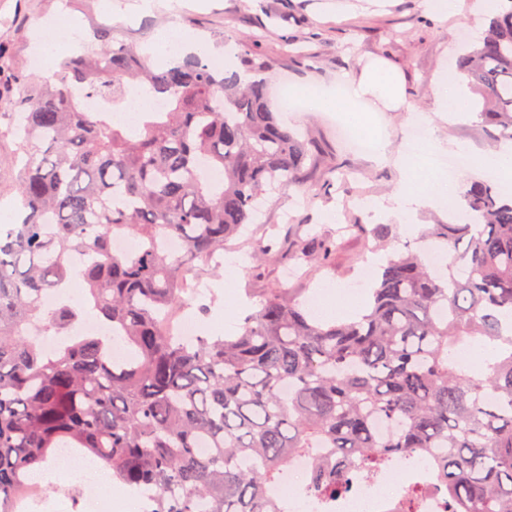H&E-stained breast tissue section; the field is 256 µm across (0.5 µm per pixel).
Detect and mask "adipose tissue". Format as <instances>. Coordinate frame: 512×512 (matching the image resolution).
<instances>
[{"mask_svg":"<svg viewBox=\"0 0 512 512\" xmlns=\"http://www.w3.org/2000/svg\"><path fill=\"white\" fill-rule=\"evenodd\" d=\"M401 76L386 62H378L360 78L350 80L339 97L324 94L310 95L305 105L312 112L336 111L348 115L356 125H364L363 105L377 100L386 109L396 108L403 100ZM437 178L431 173L415 175L411 182L403 183L398 193L388 200L376 201L378 213L405 226H413L418 210L434 206L437 202Z\"/></svg>","mask_w":512,"mask_h":512,"instance_id":"1","label":"adipose tissue"}]
</instances>
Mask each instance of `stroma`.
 <instances>
[{"mask_svg":"<svg viewBox=\"0 0 512 512\" xmlns=\"http://www.w3.org/2000/svg\"><path fill=\"white\" fill-rule=\"evenodd\" d=\"M458 2L457 13L442 20L429 14L424 0H387L380 8L369 0H150L145 11L140 8L141 0H80L75 6L68 0H0V97H18L15 77L28 72L26 60L34 51L32 35L38 24L70 20L86 33L97 24L122 28L128 41L141 48L151 43L157 30L175 27L193 35L211 59L219 62L224 59L225 40H259L268 58L264 78L275 104L286 89L339 90L348 79L383 60L404 82V102L398 109L369 115L372 129L386 137L390 154L406 156V137L414 114L420 113L427 118L429 134L448 139L473 158L453 184L441 185L439 204L417 216L422 225L444 224L448 195L463 189L467 181L484 177V168L475 160L498 148L487 135L480 95L472 97L475 112L471 116L444 123L435 114L450 62L484 30V18L469 10L471 0ZM286 40L296 43L298 52L281 54L280 45ZM284 120L289 128L305 131L316 141L320 151L316 167L302 189L271 195L262 223L251 227L250 239L229 241V248L243 258L232 284H225L223 268H207L205 287L190 308L199 326L223 323L228 297L246 301L240 315L248 317L274 283L287 285L307 303L319 286L330 285L337 303L346 304L355 295L353 285L370 255L416 241L401 225L368 217L363 203L395 192L411 169L423 168L422 158L412 159L407 168L376 163L355 152L340 135L337 122L324 112L300 108ZM17 151L10 120L1 113L0 225L11 223L21 207L14 189ZM331 166L354 177L349 192L326 184L321 171ZM299 224L316 225L321 237L334 239L336 250L326 268L301 270L288 281L283 272L293 263V230ZM273 235L279 242L276 260L252 262L253 241Z\"/></svg>","mask_w":512,"mask_h":512,"instance_id":"35a3bbf8","label":"stroma"}]
</instances>
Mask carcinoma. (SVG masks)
<instances>
[{"label":"carcinoma","mask_w":512,"mask_h":512,"mask_svg":"<svg viewBox=\"0 0 512 512\" xmlns=\"http://www.w3.org/2000/svg\"><path fill=\"white\" fill-rule=\"evenodd\" d=\"M507 2L455 62L491 105L494 141L512 140ZM96 36L54 81L0 99L24 206L0 228V512L42 496L32 474L63 448L153 491L148 512H288L275 488L298 456L313 462L302 492L320 501L421 460L429 479L395 512L428 497L446 512H512V200L470 182L465 221L423 235L451 260L431 270L394 251L362 315L326 321L272 288L238 334L184 342L173 323L188 277L256 223L264 195L303 184L318 146L269 108L252 44L237 47L240 74L203 53L156 66L117 27ZM131 86L168 104L133 131L77 99L117 106ZM126 233L138 250L113 253ZM164 236L182 241L177 255ZM294 247L308 267L332 252L310 233ZM76 254L89 259L74 266ZM75 280L79 302L63 297ZM88 312L107 334L72 333ZM31 326L67 340L47 353ZM475 339L489 355L470 369L456 354Z\"/></svg>","instance_id":"obj_1"}]
</instances>
